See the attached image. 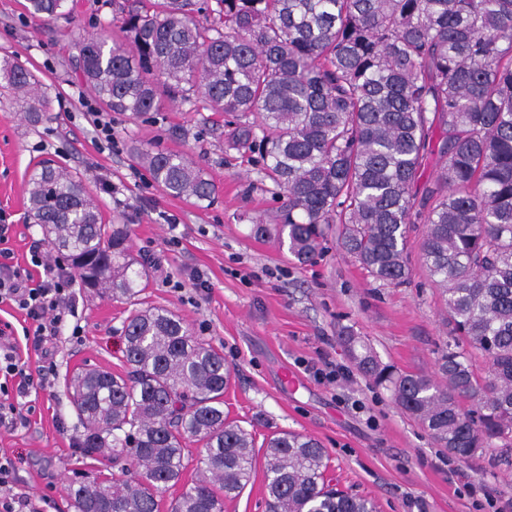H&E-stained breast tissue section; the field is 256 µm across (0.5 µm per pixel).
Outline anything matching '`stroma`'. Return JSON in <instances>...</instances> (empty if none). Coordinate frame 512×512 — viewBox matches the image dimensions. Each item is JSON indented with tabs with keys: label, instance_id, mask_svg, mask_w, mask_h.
Returning <instances> with one entry per match:
<instances>
[{
	"label": "stroma",
	"instance_id": "35a3bbf8",
	"mask_svg": "<svg viewBox=\"0 0 512 512\" xmlns=\"http://www.w3.org/2000/svg\"><path fill=\"white\" fill-rule=\"evenodd\" d=\"M112 2L66 0L69 19L41 21L25 0H0V57L35 70L51 98L33 126L0 96V224L10 227L14 264L30 268V247L43 237L27 218L26 188L35 164L54 158L80 173L105 223L130 226L133 256L151 263L144 304L178 313L223 349L232 371L224 409L256 442L279 431L318 439L339 488L372 499L377 512H475L470 484L512 502L511 449H484L449 473L447 450L358 371L342 343L351 333L400 372L435 373L450 326L445 297L421 257L424 224L408 234L411 277L402 286L376 282L344 250L340 225H330L323 252L306 265L276 239L255 236L254 220L273 223L278 204L256 166L213 136L223 113L199 93L150 118L110 112L76 69L77 38L111 23ZM95 112L111 122L115 146L99 139ZM148 143L189 154L215 183L214 201L198 206L154 183L131 154ZM75 292L76 313L60 325L55 367L45 376L31 321L0 305V343L15 346L33 378L15 401V421L0 424V455L18 475L0 495L27 499L32 512H69L65 483L73 471L112 470L80 456L82 427L67 383L85 368L125 372L121 328L130 307L80 285ZM325 362L344 367L347 378L316 380L309 368ZM265 484L260 456L224 512H266Z\"/></svg>",
	"mask_w": 512,
	"mask_h": 512
}]
</instances>
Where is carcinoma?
<instances>
[{"instance_id":"cac0c4a2","label":"carcinoma","mask_w":512,"mask_h":512,"mask_svg":"<svg viewBox=\"0 0 512 512\" xmlns=\"http://www.w3.org/2000/svg\"><path fill=\"white\" fill-rule=\"evenodd\" d=\"M64 0H27L47 20ZM108 29L80 37L79 69L114 112H159L200 91L224 122L229 151L260 167L285 197L260 237L288 240L300 263L325 228L386 285L407 282L405 250L416 206L427 209L423 255L447 295L452 336L436 375L403 374L358 336L344 343L360 372L460 460L512 440V0H150L118 6ZM0 88L38 124L49 106L38 75L0 59ZM442 161L416 201L433 140ZM167 194L202 205L216 187L188 156L133 147ZM28 212L74 277L133 306L122 325L126 374L85 369L69 381L83 427L78 452L112 462L97 483L65 491L73 512H160L180 480L189 443L200 477L170 512H224L248 484L252 433L224 413L223 351L174 312L139 306L149 267L130 253L126 224H106L82 179L52 159L36 165ZM489 363L476 376L471 359ZM477 403L467 411L462 401ZM267 512H376L333 485L320 442L293 432L262 444Z\"/></svg>"}]
</instances>
